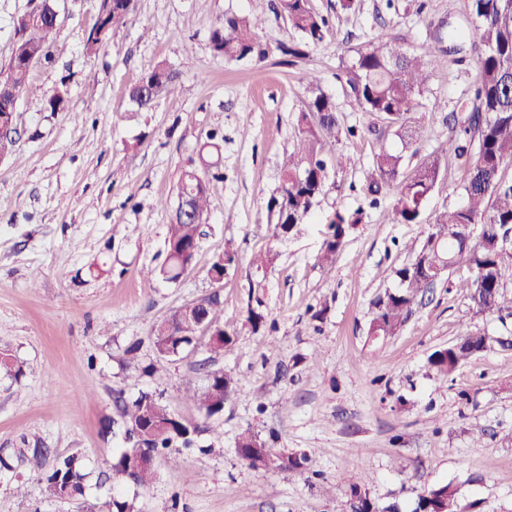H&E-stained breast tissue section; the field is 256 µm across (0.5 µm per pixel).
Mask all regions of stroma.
<instances>
[{"label":"stroma","instance_id":"obj_1","mask_svg":"<svg viewBox=\"0 0 512 512\" xmlns=\"http://www.w3.org/2000/svg\"><path fill=\"white\" fill-rule=\"evenodd\" d=\"M99 3L56 0L54 59L35 64L30 82L48 93L67 80L68 109L19 104L21 162H0V352L24 369L20 379L0 377V512H105L115 497L136 512H348L355 486L379 507L412 512L425 489L448 483L462 512H512V349L494 346L445 377L429 364L433 352L472 330L512 339V317L476 313L472 272L460 264L395 335L370 340L376 301L396 289L395 269L411 261L406 246L422 242L428 225L387 223L393 190L371 202L373 156L398 142L344 83L346 64L369 43L417 52L436 35L465 29L466 0H354L348 10L341 0H309L330 27L293 61L277 46L296 34L271 13L270 0H139L134 16L90 56L84 33ZM227 13L266 15L262 62L213 55L211 29ZM160 61L180 76L151 110L137 111L128 89ZM311 70L349 130L326 151L350 163L330 168L300 233L277 239L266 200L280 183ZM478 76L470 45L438 56L415 114L424 133L406 155L404 175L450 147L448 120ZM214 127L224 131L225 179L211 196L193 263L175 282L145 277L166 259L178 181L200 165ZM465 180L458 168L442 177L426 219L461 205ZM356 210L361 223L335 264L321 266L330 218ZM228 240L235 258L218 285L209 269ZM267 250L274 263L253 267ZM93 262L107 275L89 277ZM215 293L231 348L213 353L202 335L165 361L164 377L145 373L155 361L156 323ZM251 293L263 302L257 331L247 321ZM134 344L137 354L127 356ZM216 371L237 386L223 413L207 420L184 399V386H204ZM143 392L206 425L193 448L180 449L178 464L159 454L144 487L112 469L127 444L120 406ZM247 430L274 452L307 454L309 468L249 467L236 449ZM70 456L83 466L84 496L46 498L39 470Z\"/></svg>","mask_w":512,"mask_h":512}]
</instances>
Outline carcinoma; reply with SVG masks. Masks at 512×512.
<instances>
[{"mask_svg": "<svg viewBox=\"0 0 512 512\" xmlns=\"http://www.w3.org/2000/svg\"><path fill=\"white\" fill-rule=\"evenodd\" d=\"M275 12L288 21L298 39L279 46L282 54L298 58L324 38L328 29L326 17L313 12L308 0H271ZM52 0H39L27 12L28 21L15 30V44L9 61L0 66V83L10 86L18 99H24L40 111L63 112L67 108L69 87L66 79L50 94H38L29 83L30 69L25 60L50 61L51 47L60 33L49 10ZM137 0H100L97 31L102 36L84 40L85 53L96 55L106 45L112 30L136 12ZM471 25L459 38L476 51L479 80L471 96L462 104L464 115L454 120L450 129L452 145L423 161L408 178H401L405 151L421 137L422 128L410 121L428 80V69L437 54L444 51L442 38L426 45L418 53L396 47L370 44L358 52L344 69L345 82L352 97L363 112L382 118L386 127L401 145L399 149L383 148L373 160L368 191L378 195L384 187L397 183L392 204L386 213L390 224H419L424 204L440 177L455 167H467L464 203L452 210L437 213L430 221L429 232L421 246L408 247L412 262L395 270L400 289L386 294L375 303L370 335H393L407 320L416 299L431 287L436 271L467 264L473 277L468 284L470 300L479 314L502 311L501 289L512 283V178L505 175L512 166V0H467ZM264 19L259 15L226 14L214 24L210 45L214 55L228 61L263 60L267 51L261 48L258 32ZM179 72L159 62L129 88V98L135 103L146 93L156 97L169 89ZM303 80L310 92L306 109L298 113L294 126L293 149L285 158L281 181L270 194L266 207L275 219L274 235L287 236L299 231L300 225L324 193L328 179V160L324 147L337 142L342 127L332 99L320 90V79L313 71ZM224 136L217 130L207 134L202 145L208 154L216 156L201 170L183 172L178 194L192 198L193 214L168 225L167 257L158 268L144 271L145 276L178 281L192 264L199 236V226L208 212L209 199L216 183L223 181L221 146ZM361 221V213H336L331 221V234L319 256L323 266L335 263L343 244L346 229ZM473 225L479 226V237L469 243L465 237ZM234 259L230 242L224 244V254L211 266L224 279L226 266ZM207 323L215 338L209 341L210 351L219 354L230 347L233 335L221 322V302L214 296L202 300ZM196 308L185 305L158 323L153 329L152 348L158 359L179 354L196 341ZM466 346H452L430 356L437 374L452 373L464 360L486 344L487 334L480 331L465 335ZM235 391L232 376L220 371L212 373L206 386L193 391L190 398L198 404L205 419L218 416L224 402ZM121 417L126 439L132 446L118 455L113 470L126 474L130 461L147 448L161 452L177 442L184 446L200 426L170 412L156 397L143 392L123 404ZM266 445L257 434L245 431L239 435L237 452L246 457V449ZM84 475L75 459H65L53 470L38 477L44 492L51 497L74 500L83 495ZM431 499H418L413 512H457V488L451 484L428 489ZM350 512H381L367 494L354 487L349 502Z\"/></svg>", "mask_w": 512, "mask_h": 512, "instance_id": "1", "label": "carcinoma"}]
</instances>
